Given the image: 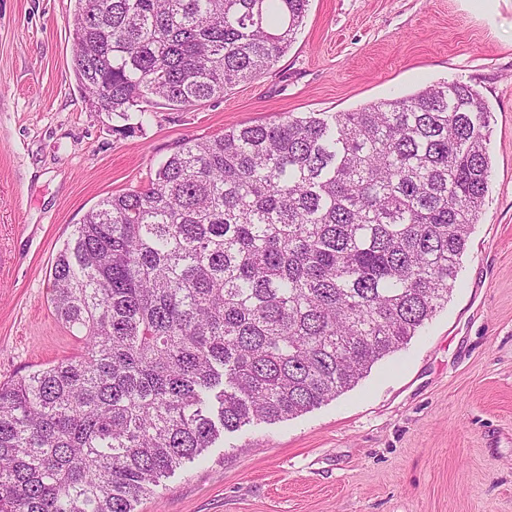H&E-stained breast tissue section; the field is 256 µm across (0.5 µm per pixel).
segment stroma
I'll return each instance as SVG.
<instances>
[{"label":"stroma","mask_w":512,"mask_h":512,"mask_svg":"<svg viewBox=\"0 0 512 512\" xmlns=\"http://www.w3.org/2000/svg\"><path fill=\"white\" fill-rule=\"evenodd\" d=\"M75 0H0V382L74 354L55 258L103 197L186 138L352 112L443 81L492 115L491 177L447 305L353 389L225 433L137 512H512V0H310L279 62L224 95L154 106L130 135L71 69Z\"/></svg>","instance_id":"1"}]
</instances>
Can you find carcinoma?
Returning <instances> with one entry per match:
<instances>
[{
    "label": "carcinoma",
    "instance_id": "carcinoma-1",
    "mask_svg": "<svg viewBox=\"0 0 512 512\" xmlns=\"http://www.w3.org/2000/svg\"><path fill=\"white\" fill-rule=\"evenodd\" d=\"M71 68L127 124L270 70L309 0H75ZM490 111L444 82L181 143L55 261L76 354L0 383V512H134L226 431L355 386L448 304Z\"/></svg>",
    "mask_w": 512,
    "mask_h": 512
}]
</instances>
